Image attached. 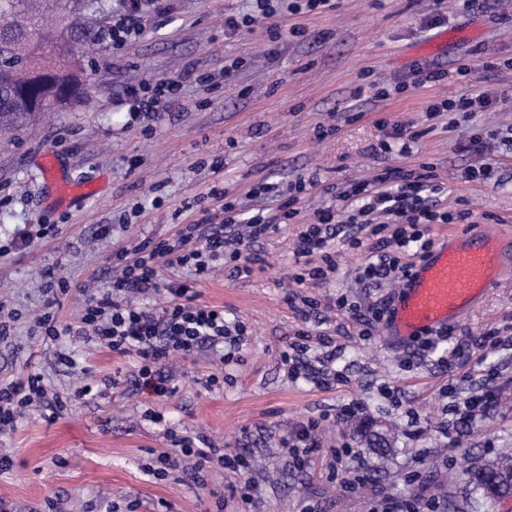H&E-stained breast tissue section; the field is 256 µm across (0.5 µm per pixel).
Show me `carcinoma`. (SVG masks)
<instances>
[{"mask_svg": "<svg viewBox=\"0 0 512 512\" xmlns=\"http://www.w3.org/2000/svg\"><path fill=\"white\" fill-rule=\"evenodd\" d=\"M111 5L112 0H0V19L6 18L19 30L34 35L25 71H0V119L18 124L44 97L65 87L74 76L73 69L83 63L75 55L77 46L95 54H104L112 47V32H107V42L102 36L103 20L110 16ZM60 26L73 31L62 59L55 56L53 40L41 37L43 33H55ZM367 439L379 458L393 453L387 437L369 430ZM461 481L468 495L477 494L486 501L511 494L512 452L470 463Z\"/></svg>", "mask_w": 512, "mask_h": 512, "instance_id": "carcinoma-1", "label": "carcinoma"}]
</instances>
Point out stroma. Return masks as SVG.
Listing matches in <instances>:
<instances>
[{
	"mask_svg": "<svg viewBox=\"0 0 512 512\" xmlns=\"http://www.w3.org/2000/svg\"><path fill=\"white\" fill-rule=\"evenodd\" d=\"M250 0H154L142 18V33L122 49L103 55L95 82L78 104L51 117L32 113L27 123L0 132V320L11 326L0 341V383L41 373L48 398L24 408L0 448L14 467L0 474V512H244L235 489L253 482L262 512H368L390 497L437 498L440 512H471L458 485L438 489L441 475L460 477L465 465L512 448V266L487 293L482 305L452 330L446 348L452 357L440 366L436 356L416 354L414 344L388 343L381 331L365 330L336 306L338 298L368 306L391 296L388 284L358 279L375 259V237L361 232L359 248L344 236L331 240L336 268L325 279L292 284L293 242L318 212L336 218L361 207L364 195L339 200V193L383 166H433L441 207L465 205L469 225L512 227V149L495 148L483 162L490 180L466 178L475 158L457 155V138L470 133H512V0H482L470 11L463 0H445L446 29L469 28L472 40L452 41L435 54L421 50L434 34L425 22L429 0H338L318 14L277 16L278 38L261 22L234 35L224 19L250 12ZM303 35H292V25ZM495 69H485V62ZM443 66V81L392 94L381 100L373 89L355 95L360 75L390 82L408 75L414 64ZM467 67L469 77L457 70ZM231 68L230 79L220 75ZM182 80L179 104L131 115L127 89L142 79ZM473 92L490 93L488 108L470 114L428 118L436 99ZM410 123L421 136L407 155H377L383 140L379 120ZM327 127L318 136V127ZM55 151L62 178L96 182L99 192L56 206L38 159ZM317 179L299 193L296 216L281 223V207L298 178ZM277 195L256 194L263 183ZM227 190L238 218L257 211L271 218L269 232L252 248L260 262L237 275L229 261L199 281L202 304L224 311L226 321L248 328L239 360L222 366L208 347L193 357L174 359L163 371L175 391L154 399L133 392L131 357L112 353L94 335L45 338L34 317L52 305L59 320L78 325L85 299L109 287L120 275L112 256L145 241L175 239L182 225L198 223L201 236L223 230V201L212 188ZM51 225L37 236L39 225ZM68 283L64 293L44 290L45 271ZM316 300L310 319L288 305L289 293ZM494 331L497 344L474 341ZM304 339L303 361L330 375L329 385L291 380L281 354ZM335 360H328V350ZM223 370V384L210 383ZM495 371L498 397L476 422L458 434L443 435L447 403L441 391L455 386L458 397L485 391ZM107 377L121 378L104 389ZM396 388L390 400L382 386ZM90 387L76 400L77 387ZM72 402L52 415L49 399ZM358 401L363 419L387 431L394 453L379 463L357 425L328 423L322 447L310 464L295 469L280 439L296 423L336 414ZM164 416L156 424L146 410ZM204 435L217 448H239L252 457V469L235 474L212 464L202 483L183 470L158 480L145 471L152 454L168 450L167 430ZM358 448L370 470L364 486L351 491L334 471L331 448Z\"/></svg>",
	"mask_w": 512,
	"mask_h": 512,
	"instance_id": "35a3bbf8",
	"label": "stroma"
}]
</instances>
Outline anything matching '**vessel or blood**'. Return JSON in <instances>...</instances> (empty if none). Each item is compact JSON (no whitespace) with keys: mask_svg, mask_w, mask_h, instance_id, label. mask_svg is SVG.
<instances>
[{"mask_svg":"<svg viewBox=\"0 0 512 512\" xmlns=\"http://www.w3.org/2000/svg\"><path fill=\"white\" fill-rule=\"evenodd\" d=\"M512 261V231L473 229L442 234L412 264L383 323L387 342L400 344L456 325L473 311Z\"/></svg>","mask_w":512,"mask_h":512,"instance_id":"b4317fda","label":"vessel or blood"}]
</instances>
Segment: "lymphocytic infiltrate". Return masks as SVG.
<instances>
[{
  "label": "lymphocytic infiltrate",
  "instance_id": "obj_1",
  "mask_svg": "<svg viewBox=\"0 0 512 512\" xmlns=\"http://www.w3.org/2000/svg\"><path fill=\"white\" fill-rule=\"evenodd\" d=\"M439 190L435 174L427 165L417 170L388 166L370 180L354 186V193H366L368 201L361 209L351 212L346 221L377 236L381 249L377 259L363 268L362 279L402 281L408 269L403 256L411 251L419 257L427 254L433 244L429 236L431 225L469 218L470 213L465 209L454 213L438 210L434 197ZM374 213L385 214L389 225L372 223L370 216ZM270 226L269 219L258 213L247 221L246 238L229 241L223 235L213 234L189 250L185 244L192 239L196 227L187 224L179 230L175 241L149 242L139 246L135 253L114 254L113 262L121 266L122 272L113 278L107 291L85 300L81 317L84 331L103 338L112 352L133 357L137 389L158 399L173 392L169 379L159 372L171 357H191L206 345L222 350L223 361L234 360L247 334L246 325L226 324L223 310L198 303L194 282L205 279L215 261L241 260L242 241L257 240ZM335 235L333 218L329 215L319 217L317 223L304 225L294 242V254L303 260L291 274L295 282L324 279L327 270L334 268L328 243ZM165 265L190 268L194 281L171 285L168 289L171 299L161 311L128 303L129 295L157 287ZM44 393L43 377L35 372L24 381L0 385V428L14 423L18 410ZM319 427V420L311 419L295 426L282 438L281 443L295 468L307 466L312 454L319 450ZM168 437L169 451L158 455L147 467L154 478L166 477L189 460L197 472L213 462L239 474L250 467L249 458L241 453L206 443L200 445L195 439L173 431Z\"/></svg>",
  "mask_w": 512,
  "mask_h": 512
}]
</instances>
